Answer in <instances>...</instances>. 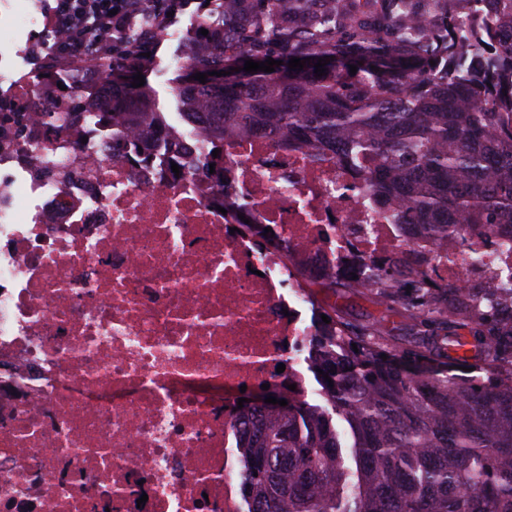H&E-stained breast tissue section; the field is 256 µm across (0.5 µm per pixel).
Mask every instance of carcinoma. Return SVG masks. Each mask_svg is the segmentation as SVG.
<instances>
[{
	"label": "carcinoma",
	"instance_id": "1",
	"mask_svg": "<svg viewBox=\"0 0 512 512\" xmlns=\"http://www.w3.org/2000/svg\"><path fill=\"white\" fill-rule=\"evenodd\" d=\"M223 2L221 11L201 9L208 35H190L196 56L175 87L213 147L256 130L332 149L358 168L375 159L366 188L398 202L396 221L408 209L433 235L448 234L453 219L475 232L512 230V35L498 42L479 31L473 47L487 65L466 66L452 26L438 48L409 32L384 37L411 0H334L329 10L321 0ZM230 30L246 48L211 62ZM112 52L104 71L112 106L131 127L164 126L153 87H132L148 73L143 45L131 52L121 41ZM294 57L303 69L288 67ZM270 58L282 65L244 71L245 61ZM320 60L328 61L321 77ZM352 65L366 88L342 94L336 76ZM462 294L445 286L442 302L418 295L412 307L421 325L479 337L481 364L400 356L372 331L354 339L335 319L318 321L306 349L309 368L331 378L320 379L325 405L237 409L250 512H512V320L466 305ZM336 414L352 433L354 469L340 455Z\"/></svg>",
	"mask_w": 512,
	"mask_h": 512
}]
</instances>
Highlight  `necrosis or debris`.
Instances as JSON below:
<instances>
[{"label": "necrosis or debris", "mask_w": 512, "mask_h": 512, "mask_svg": "<svg viewBox=\"0 0 512 512\" xmlns=\"http://www.w3.org/2000/svg\"><path fill=\"white\" fill-rule=\"evenodd\" d=\"M153 139L0 65V512H249L241 389L309 395L295 269L512 299V248L395 223L340 155L251 132L216 158L186 121Z\"/></svg>", "instance_id": "obj_1"}]
</instances>
